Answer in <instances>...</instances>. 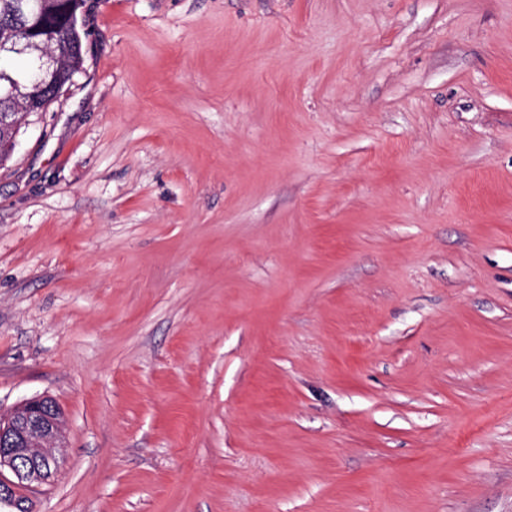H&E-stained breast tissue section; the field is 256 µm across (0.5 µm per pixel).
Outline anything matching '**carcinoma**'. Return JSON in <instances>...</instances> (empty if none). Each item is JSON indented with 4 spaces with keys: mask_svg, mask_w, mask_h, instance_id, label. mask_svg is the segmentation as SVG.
Instances as JSON below:
<instances>
[{
    "mask_svg": "<svg viewBox=\"0 0 512 512\" xmlns=\"http://www.w3.org/2000/svg\"><path fill=\"white\" fill-rule=\"evenodd\" d=\"M85 6L86 0H36L34 14L27 16L17 13V0H0V58L18 57L31 63V67L21 70L0 68V109L9 112L8 122L0 124V162L14 149L15 129L27 121L24 102L41 100L47 108L56 100L53 92L39 85V54L25 52L22 47L49 40L59 50L64 71L80 72L84 64V22L79 16Z\"/></svg>",
    "mask_w": 512,
    "mask_h": 512,
    "instance_id": "cac0c4a2",
    "label": "carcinoma"
}]
</instances>
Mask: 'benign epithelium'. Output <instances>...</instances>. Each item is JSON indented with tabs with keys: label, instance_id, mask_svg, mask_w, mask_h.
Segmentation results:
<instances>
[{
	"label": "benign epithelium",
	"instance_id": "1",
	"mask_svg": "<svg viewBox=\"0 0 512 512\" xmlns=\"http://www.w3.org/2000/svg\"><path fill=\"white\" fill-rule=\"evenodd\" d=\"M63 443L60 408L48 395L27 399L6 416L0 414V504L26 512L20 491L51 482Z\"/></svg>",
	"mask_w": 512,
	"mask_h": 512
}]
</instances>
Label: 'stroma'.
I'll return each instance as SVG.
<instances>
[{"label":"stroma","instance_id":"obj_1","mask_svg":"<svg viewBox=\"0 0 512 512\" xmlns=\"http://www.w3.org/2000/svg\"><path fill=\"white\" fill-rule=\"evenodd\" d=\"M0 166L31 512H512V0H87ZM64 439L60 408L48 395L21 402L7 416L0 413V504L26 512L20 491L51 482Z\"/></svg>","mask_w":512,"mask_h":512}]
</instances>
